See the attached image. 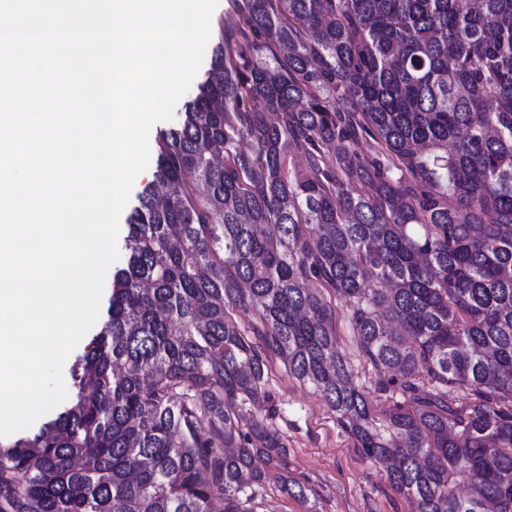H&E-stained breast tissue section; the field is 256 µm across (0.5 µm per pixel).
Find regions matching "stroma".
<instances>
[{
  "instance_id": "obj_1",
  "label": "stroma",
  "mask_w": 512,
  "mask_h": 512,
  "mask_svg": "<svg viewBox=\"0 0 512 512\" xmlns=\"http://www.w3.org/2000/svg\"><path fill=\"white\" fill-rule=\"evenodd\" d=\"M336 328L354 382L366 393L375 414H383L390 402L376 390L379 374L358 350L345 306L336 308ZM267 388L277 409L272 423L288 441V467L309 494L306 500H295L275 484H265L257 492L263 512H409L381 466L359 456L318 392L289 377L279 363L272 368Z\"/></svg>"
}]
</instances>
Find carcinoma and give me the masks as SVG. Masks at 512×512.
Listing matches in <instances>:
<instances>
[{"label": "carcinoma", "mask_w": 512, "mask_h": 512, "mask_svg": "<svg viewBox=\"0 0 512 512\" xmlns=\"http://www.w3.org/2000/svg\"><path fill=\"white\" fill-rule=\"evenodd\" d=\"M237 17L218 78L157 135L67 399L0 443V512H258L271 481L306 499L253 413L275 360L410 512H512V0H237ZM327 293L389 373L382 418Z\"/></svg>", "instance_id": "cac0c4a2"}]
</instances>
